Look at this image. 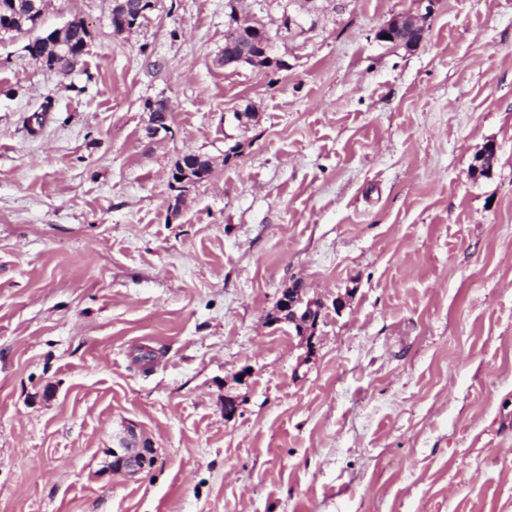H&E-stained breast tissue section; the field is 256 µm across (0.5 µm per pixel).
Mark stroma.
Listing matches in <instances>:
<instances>
[{
	"instance_id": "stroma-1",
	"label": "stroma",
	"mask_w": 512,
	"mask_h": 512,
	"mask_svg": "<svg viewBox=\"0 0 512 512\" xmlns=\"http://www.w3.org/2000/svg\"><path fill=\"white\" fill-rule=\"evenodd\" d=\"M226 2L46 0L66 75L0 33V512H512V0L412 49L415 0H239L280 69L224 67ZM131 424L153 468L105 473ZM127 1V9L124 11H112L111 24L115 32L120 33L124 28L131 29L141 18H145L146 12L152 8L151 2H147L148 10L139 15L140 2L151 0H124ZM417 8L413 13L398 15L389 20L379 28L376 38L379 42H387L394 38L399 31H406L409 36L399 45L411 49L417 46L424 38L425 26L424 20L431 13L434 0H416ZM422 9L425 14H422ZM56 32L57 29L48 32L44 37H37L25 48L33 58L40 60L49 69L65 70L72 61L84 54L90 32L82 20L74 19L64 33L62 41L65 45L62 47H56L58 40L52 38ZM497 157V146L493 142H487L482 149L474 156L471 165L473 176L488 175L493 168V164ZM190 160H196L195 158L182 157L175 163L172 178L176 183L184 184V180L187 179L185 184L194 185L198 182L203 181L209 176L212 170V164L209 161L193 162L189 163ZM183 162L184 166L181 164ZM177 176L182 177V180H178Z\"/></svg>"
}]
</instances>
